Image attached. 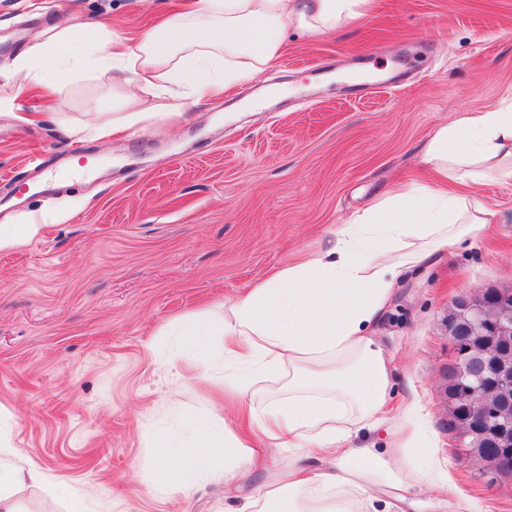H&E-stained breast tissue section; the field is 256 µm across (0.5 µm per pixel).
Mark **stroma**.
Wrapping results in <instances>:
<instances>
[{
	"label": "stroma",
	"instance_id": "35a3bbf8",
	"mask_svg": "<svg viewBox=\"0 0 512 512\" xmlns=\"http://www.w3.org/2000/svg\"><path fill=\"white\" fill-rule=\"evenodd\" d=\"M182 0H0V71L43 29L75 16L134 36ZM324 36L286 29L266 81L189 105L171 126L92 139L132 95L111 74L51 70L0 90V225L38 233L0 249V464L41 473L19 512H224L226 489L153 485V439L212 406L163 328L225 303L324 248L338 225L405 181L431 176L423 148L460 113L512 102V0H361ZM405 74L391 92L383 81ZM94 171L54 192L55 170ZM469 193L493 213L401 282L379 327L393 409L414 408L450 501L512 512V479L489 482L448 433V310L512 290V179Z\"/></svg>",
	"mask_w": 512,
	"mask_h": 512
}]
</instances>
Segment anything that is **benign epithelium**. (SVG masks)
<instances>
[{
    "mask_svg": "<svg viewBox=\"0 0 512 512\" xmlns=\"http://www.w3.org/2000/svg\"><path fill=\"white\" fill-rule=\"evenodd\" d=\"M465 327L472 336L469 358L482 366L468 372L473 421H464L469 436L487 439L498 448L512 451V298L483 292L457 298L448 311V339ZM497 398L500 408L491 418L481 411L490 399ZM465 459L489 469L499 477L512 472V459L489 463L482 449L475 448Z\"/></svg>",
    "mask_w": 512,
    "mask_h": 512,
    "instance_id": "obj_1",
    "label": "benign epithelium"
}]
</instances>
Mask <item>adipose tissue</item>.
Here are the masks:
<instances>
[{
  "label": "adipose tissue",
  "instance_id": "ef3b65f1",
  "mask_svg": "<svg viewBox=\"0 0 512 512\" xmlns=\"http://www.w3.org/2000/svg\"><path fill=\"white\" fill-rule=\"evenodd\" d=\"M358 2L187 0L136 38L68 21L45 29L14 71L44 79L49 59L97 43L101 70L143 92L111 121L91 122L105 138L158 118L178 121L188 101L259 80L280 58L286 25L328 33L355 17ZM424 156L433 182L382 195L339 225L328 248L249 288L224 317L199 313L164 328L178 355L223 370L234 403L223 436L211 415L190 413L156 437L160 491L265 474L240 512H420L422 493H446L445 479L420 457L416 416L390 414L391 367L376 329L404 276L488 224L466 187L491 174L512 178V104L462 113L433 133ZM215 336L223 341L216 354ZM283 373L287 397L257 405L255 382ZM275 449L291 459L272 472Z\"/></svg>",
  "mask_w": 512,
  "mask_h": 512
}]
</instances>
